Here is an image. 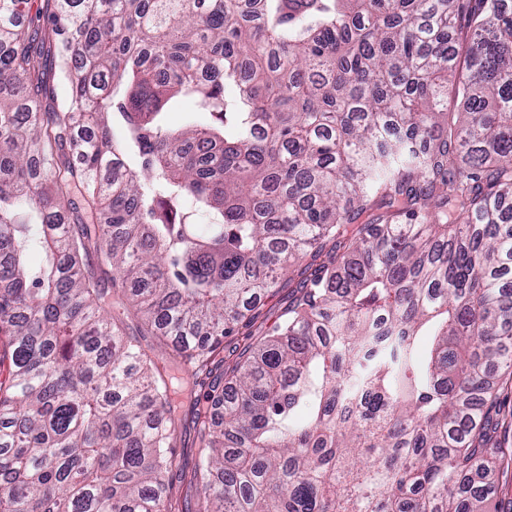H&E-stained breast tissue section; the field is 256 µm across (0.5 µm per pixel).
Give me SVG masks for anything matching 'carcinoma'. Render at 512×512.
I'll use <instances>...</instances> for the list:
<instances>
[{
	"label": "carcinoma",
	"mask_w": 512,
	"mask_h": 512,
	"mask_svg": "<svg viewBox=\"0 0 512 512\" xmlns=\"http://www.w3.org/2000/svg\"><path fill=\"white\" fill-rule=\"evenodd\" d=\"M45 2L36 40L27 0H0V512H180L171 363L213 377L195 512H489L504 452L485 418L512 376V13ZM50 58L69 95L45 112ZM178 97L205 117L164 125ZM301 262L281 321L213 375ZM107 282L172 341L165 364ZM45 11V3L43 0H30V3L27 5L25 9V13L20 15L17 18L16 23L21 28H24L26 33L29 32L35 36L37 34L38 37L44 34V30L41 32V27L39 31H37V18L40 14V17ZM124 326L126 332L135 337L141 344L142 348L149 353L153 359L165 358V346L160 342L157 336H154L150 326L148 327L145 320L140 314L133 310L124 316Z\"/></svg>",
	"instance_id": "obj_1"
}]
</instances>
